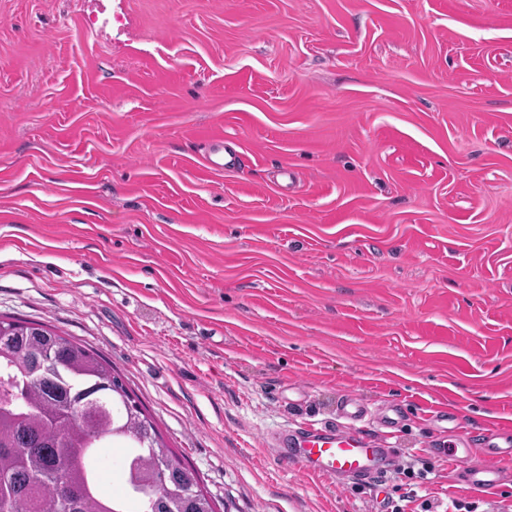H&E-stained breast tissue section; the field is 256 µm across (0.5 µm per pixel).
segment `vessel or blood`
<instances>
[{"mask_svg": "<svg viewBox=\"0 0 512 512\" xmlns=\"http://www.w3.org/2000/svg\"><path fill=\"white\" fill-rule=\"evenodd\" d=\"M374 417L385 429H395L399 424L397 413H375L357 398L345 397L337 409L336 423L312 425L278 436V444L293 447L292 453L283 456L282 461L331 480L344 477L374 482L399 465L398 458L389 449L377 447L362 432L361 422ZM432 451L439 457L460 463L461 481L467 487L491 490L503 479L496 459L512 457V432L487 430L476 447L471 448L460 446L458 440L446 431L435 439Z\"/></svg>", "mask_w": 512, "mask_h": 512, "instance_id": "obj_1", "label": "vessel or blood"}]
</instances>
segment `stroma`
<instances>
[{
  "label": "stroma",
  "mask_w": 512,
  "mask_h": 512,
  "mask_svg": "<svg viewBox=\"0 0 512 512\" xmlns=\"http://www.w3.org/2000/svg\"><path fill=\"white\" fill-rule=\"evenodd\" d=\"M0 318L110 362L218 512H512V461L429 452L512 428V0H0ZM346 394L411 475L281 462ZM438 436L432 444L431 451L438 457L463 463L460 482L468 488L491 490L499 486L503 471L492 464L489 459L512 457V432L500 429H488L481 435L476 448L467 447L440 426ZM443 433V434H442ZM464 447L461 448L459 445Z\"/></svg>",
  "instance_id": "obj_1"
}]
</instances>
